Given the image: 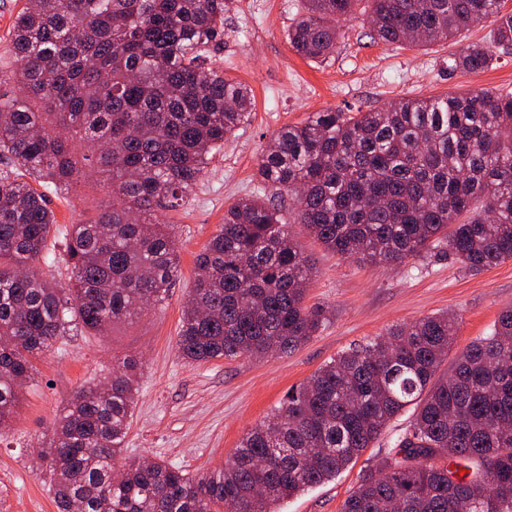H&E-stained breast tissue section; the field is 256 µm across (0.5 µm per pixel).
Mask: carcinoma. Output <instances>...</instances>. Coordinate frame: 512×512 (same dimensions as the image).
Returning a JSON list of instances; mask_svg holds the SVG:
<instances>
[{"mask_svg":"<svg viewBox=\"0 0 512 512\" xmlns=\"http://www.w3.org/2000/svg\"><path fill=\"white\" fill-rule=\"evenodd\" d=\"M359 0H306L288 28L301 56L336 52ZM373 38L446 42L489 20V43L448 56L480 72L512 54L500 0H368ZM231 0H25L11 31L19 68L0 69V430L34 360L73 330L105 336L164 300L179 271L175 225L214 154L253 110L251 89L211 66ZM95 175L112 203L56 227L46 195ZM258 175L196 255L176 346L190 362L265 358L307 342L313 264L276 199L325 250L398 265L445 247L466 270L512 259V93L402 97L381 110L314 112L273 134ZM63 243L68 287L37 270ZM457 319L445 312L336 355L242 438L230 461L192 476L162 460L116 472L138 392L125 357L67 402L43 441L57 512H273L345 470L412 405V422L367 469L341 512H512V308L441 374ZM467 470L460 476L458 472Z\"/></svg>","mask_w":512,"mask_h":512,"instance_id":"cac0c4a2","label":"carcinoma"}]
</instances>
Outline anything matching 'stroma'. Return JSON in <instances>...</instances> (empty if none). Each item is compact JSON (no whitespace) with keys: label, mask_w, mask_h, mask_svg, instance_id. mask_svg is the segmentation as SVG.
Segmentation results:
<instances>
[{"label":"stroma","mask_w":512,"mask_h":512,"mask_svg":"<svg viewBox=\"0 0 512 512\" xmlns=\"http://www.w3.org/2000/svg\"><path fill=\"white\" fill-rule=\"evenodd\" d=\"M304 0H234L224 21V43L212 56L226 76L248 84L254 109L248 124L225 142L184 207L167 214L176 224L180 270L168 297L105 336H68L36 363L9 428L0 433V512H57L49 476L37 469L36 450L55 416L81 388L111 372L115 360L140 362L139 390L124 458L163 459L190 474L224 465L247 430L269 417L289 390L351 345L385 334L399 323L447 312L458 320L453 362L476 338L490 333L512 307V260L466 272L430 252L400 266L363 265L326 252L302 225L293 230L315 274L306 303L323 309L322 330L291 353L266 359L189 362L177 351L182 307L195 275V257L224 222L225 210L258 189L261 150L282 126L309 113L382 109L404 96L512 93V55L484 71L448 74L450 53L491 37L492 24L459 40L427 47L373 40L364 16L342 25L335 53L314 62L289 45L287 30ZM58 227L95 218L110 197L101 186L48 193ZM396 416L373 447L335 480L277 504V512H341L361 472L380 460L408 426Z\"/></svg>","instance_id":"stroma-1"}]
</instances>
